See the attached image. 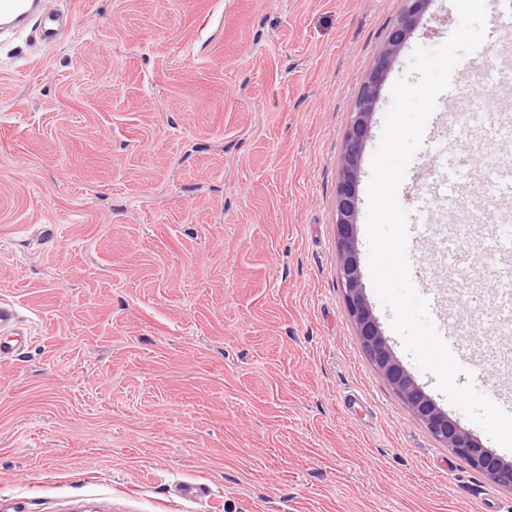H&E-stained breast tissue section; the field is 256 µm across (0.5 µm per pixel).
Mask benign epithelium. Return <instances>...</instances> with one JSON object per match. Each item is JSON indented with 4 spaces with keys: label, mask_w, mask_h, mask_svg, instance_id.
Instances as JSON below:
<instances>
[{
    "label": "benign epithelium",
    "mask_w": 512,
    "mask_h": 512,
    "mask_svg": "<svg viewBox=\"0 0 512 512\" xmlns=\"http://www.w3.org/2000/svg\"><path fill=\"white\" fill-rule=\"evenodd\" d=\"M431 0H405L406 7L391 28L385 46L364 82L351 112L347 148L336 191V229L340 252L339 282L357 336L377 370L411 410L418 422L444 447L465 459L495 483L512 489V461L491 453L448 417L415 383L395 358L365 296L355 249L360 155L367 138L379 90L398 52Z\"/></svg>",
    "instance_id": "obj_1"
}]
</instances>
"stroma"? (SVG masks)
<instances>
[{
	"label": "stroma",
	"mask_w": 512,
	"mask_h": 512,
	"mask_svg": "<svg viewBox=\"0 0 512 512\" xmlns=\"http://www.w3.org/2000/svg\"><path fill=\"white\" fill-rule=\"evenodd\" d=\"M73 24L0 38V302L26 340L0 359V512H512V490L444 448L372 365L338 279L336 187L351 112L404 0H53ZM481 83L512 105V31L486 0ZM459 23L432 0L381 87L370 162L416 47ZM512 135L475 116L413 158L460 164L469 199ZM404 180L431 312L463 352L492 340L512 193L443 210ZM464 220L447 241L449 224ZM481 261L487 273L469 276ZM367 300L414 381L484 447ZM202 485V496L182 485Z\"/></svg>",
	"instance_id": "obj_1"
}]
</instances>
